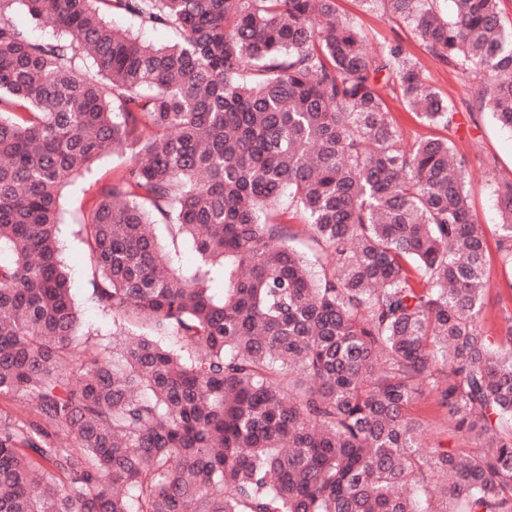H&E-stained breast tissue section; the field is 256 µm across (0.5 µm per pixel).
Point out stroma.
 Returning a JSON list of instances; mask_svg holds the SVG:
<instances>
[{"mask_svg": "<svg viewBox=\"0 0 512 512\" xmlns=\"http://www.w3.org/2000/svg\"><path fill=\"white\" fill-rule=\"evenodd\" d=\"M336 8L339 14L354 21L365 37L367 47L401 44L421 62L426 81L458 109L459 128L446 129L421 122L413 113L407 112L396 96L387 98L404 142L447 138L469 161L467 190L470 206L491 244L487 256L490 291L484 317L487 325L498 324L504 309H512V263L506 261L495 246L499 215L494 188L496 182L512 180V132L501 129L490 113L467 114L468 102L474 94L473 80L453 66L430 57L423 42L405 24L388 13L366 9L360 0H336ZM95 191L89 178L78 179L68 188L67 213L60 232L62 259L71 280L72 296L81 312L85 340L92 346L109 343L112 331L111 323L103 318L92 299L86 256L76 228L79 204L90 201Z\"/></svg>", "mask_w": 512, "mask_h": 512, "instance_id": "35a3bbf8", "label": "stroma"}]
</instances>
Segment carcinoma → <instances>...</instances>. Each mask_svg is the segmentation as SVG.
<instances>
[{
    "instance_id": "carcinoma-1",
    "label": "carcinoma",
    "mask_w": 512,
    "mask_h": 512,
    "mask_svg": "<svg viewBox=\"0 0 512 512\" xmlns=\"http://www.w3.org/2000/svg\"><path fill=\"white\" fill-rule=\"evenodd\" d=\"M478 85L512 130L498 0H362ZM53 22L38 41L10 17ZM117 11L177 42L142 43ZM336 0H0V512H512V313L453 143H402L384 92L456 108ZM112 346L77 340L63 189ZM512 261V180L495 188ZM200 265L171 266L158 236ZM315 245L318 276L291 245ZM224 265L216 297L207 266ZM433 394L456 443L428 447Z\"/></svg>"
}]
</instances>
